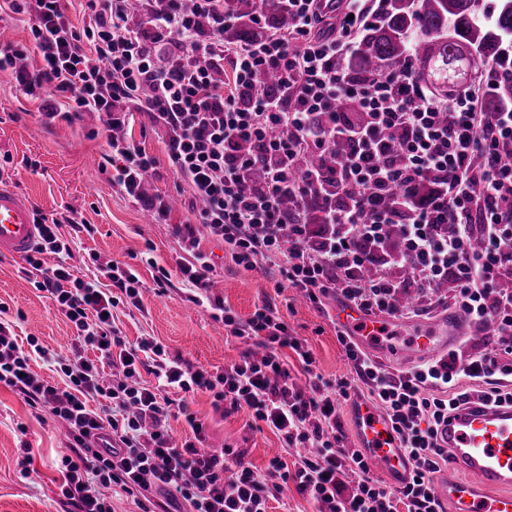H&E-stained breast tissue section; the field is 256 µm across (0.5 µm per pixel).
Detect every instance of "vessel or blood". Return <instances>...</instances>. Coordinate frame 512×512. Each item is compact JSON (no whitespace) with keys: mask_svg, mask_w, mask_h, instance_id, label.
Returning <instances> with one entry per match:
<instances>
[{"mask_svg":"<svg viewBox=\"0 0 512 512\" xmlns=\"http://www.w3.org/2000/svg\"><path fill=\"white\" fill-rule=\"evenodd\" d=\"M38 226L31 201L13 186L0 183V256L24 258L36 246ZM334 315L372 359L396 356L405 361L436 359L466 338L468 327L455 313L403 326L390 317H374L337 302ZM352 421L357 449L371 469L394 488L406 484L411 463L402 438L384 412L355 400ZM436 442L459 480L443 473L434 483L437 496L451 512H512V403L469 402L450 411L438 427Z\"/></svg>","mask_w":512,"mask_h":512,"instance_id":"obj_1","label":"vessel or blood"}]
</instances>
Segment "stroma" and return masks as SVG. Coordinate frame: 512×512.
Instances as JSON below:
<instances>
[{"label":"stroma","instance_id":"stroma-1","mask_svg":"<svg viewBox=\"0 0 512 512\" xmlns=\"http://www.w3.org/2000/svg\"><path fill=\"white\" fill-rule=\"evenodd\" d=\"M39 104L25 95L10 72L0 71V160H6L7 182L31 199L44 214L75 215L83 228L63 225L70 242L66 258L48 254L46 267L66 261L84 280L93 282L97 266L110 261L129 265L144 283L140 307L120 304L114 311L123 336L136 341L154 337L170 356L212 370L239 361L243 344L227 335L223 322L211 318L205 306L188 298L177 271L185 253L175 234L193 207L192 197L169 168L164 133L147 114L132 110L124 134L156 160L149 180L153 194L175 199L170 223L156 222L150 212L132 203L101 170L110 154L104 117L77 112L52 124L38 116ZM215 266L212 295L222 297L238 317L248 318L263 298H271L294 333L306 339L314 369L324 379H352L354 371L336 336L335 325L296 289L281 287L273 263L253 271L239 269L224 257L222 244H208ZM23 260L0 257V305L18 341L37 337L49 353H66L74 330L52 301L22 274ZM171 275L166 292L153 280L156 267ZM186 414L206 426V445L243 452L257 469H265L284 443L265 424L243 411L216 410L209 395L185 398ZM63 422L47 411L29 407L12 389L0 385V512H65L58 488L61 457L69 455ZM32 464H24L25 455Z\"/></svg>","mask_w":512,"mask_h":512}]
</instances>
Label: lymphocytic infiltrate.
<instances>
[{"label":"lymphocytic infiltrate","instance_id":"obj_1","mask_svg":"<svg viewBox=\"0 0 512 512\" xmlns=\"http://www.w3.org/2000/svg\"><path fill=\"white\" fill-rule=\"evenodd\" d=\"M87 0L83 27L70 20L63 0H0V15L28 23L29 42L0 45V70L11 71L27 95L50 89L41 106L48 120L76 112H101L111 131L112 181L133 202L166 219L164 200L139 186L156 160L122 135L129 101L168 130L165 150L177 179L202 207L178 234L188 257L179 265L195 302H208L228 335L263 348L211 372L170 356L150 337L129 342L115 323L119 303L139 305L143 283L129 266H101L104 285L77 276L65 263L44 268L41 256L59 254L62 222L37 215L39 240L27 262L41 278L59 314L75 328L68 354L49 356L36 337L19 345L0 319V384L17 390L30 407L65 422L71 453L59 470L60 491L71 512H112L108 490L136 500L141 512H169L172 501L188 512H268L270 499L287 486L312 500L318 512H443L433 479L448 456L435 442L450 410L478 399L511 402L496 387L512 363V109L488 112L480 95L463 89L443 99L412 80L382 68L353 77L336 62L353 55L369 29L382 20L387 0H337L336 11L319 0H286L294 25L286 33L261 31L225 42L235 16L224 0ZM38 55L31 71L22 62ZM231 66L233 80L218 86L213 71ZM275 74L276 87L265 77ZM249 151H242V144ZM335 167H312L311 156L337 146ZM264 166V182L248 179ZM301 209L286 217L285 197ZM319 209L329 235L310 230L305 207ZM290 224L294 242L279 246ZM224 246L235 266L255 270L278 259L288 287L319 311L343 298L370 315L399 320L421 316L441 284L451 286L450 308L476 332L494 325L505 346L460 360L456 351L394 375L374 363L339 332L347 358L368 396L404 441L414 476L392 490L375 479L358 450L340 445L337 411L352 382L322 380L312 369L306 343L294 336L277 306L262 300L248 319L221 299H209L214 266L205 240ZM290 350L308 376L291 377L282 359ZM51 357L67 386L39 378L33 358ZM111 366L104 379L103 366ZM156 385H146L143 373ZM468 380L469 389L459 387ZM211 393L214 406L247 411L294 449L287 464L274 456L266 472L243 453L200 448L204 426L186 421L190 439L167 429L182 395Z\"/></svg>","mask_w":512,"mask_h":512}]
</instances>
